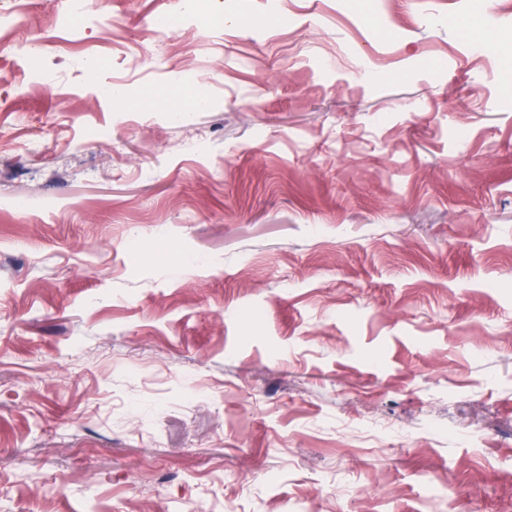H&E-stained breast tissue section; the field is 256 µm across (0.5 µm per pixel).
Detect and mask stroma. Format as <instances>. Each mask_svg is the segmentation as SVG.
Listing matches in <instances>:
<instances>
[{"mask_svg":"<svg viewBox=\"0 0 512 512\" xmlns=\"http://www.w3.org/2000/svg\"><path fill=\"white\" fill-rule=\"evenodd\" d=\"M484 3L0 0V512H512Z\"/></svg>","mask_w":512,"mask_h":512,"instance_id":"35a3bbf8","label":"stroma"}]
</instances>
